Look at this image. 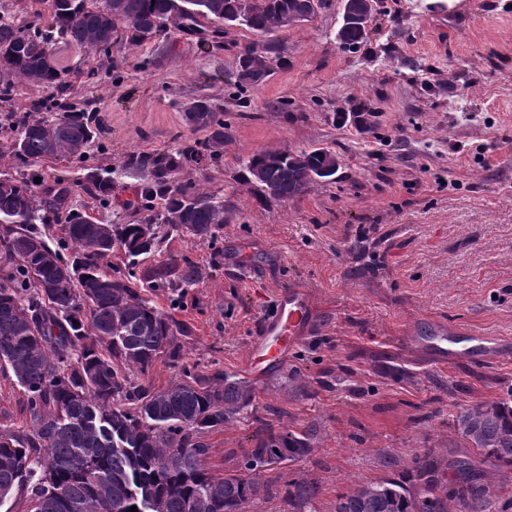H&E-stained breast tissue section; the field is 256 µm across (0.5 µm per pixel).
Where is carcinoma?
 Masks as SVG:
<instances>
[{
	"instance_id": "carcinoma-1",
	"label": "carcinoma",
	"mask_w": 512,
	"mask_h": 512,
	"mask_svg": "<svg viewBox=\"0 0 512 512\" xmlns=\"http://www.w3.org/2000/svg\"><path fill=\"white\" fill-rule=\"evenodd\" d=\"M230 0H51V19L22 27L0 16V98L15 83L54 91L37 104L45 115L10 110L0 116V160L20 173L0 180V369L10 368L24 390L27 428L0 429V507L14 491L27 493L33 512H248L257 500L280 496L290 512H316L320 485L278 474L308 456L317 426L254 437L234 470L215 475L206 459L207 434L236 419L254 399L252 385L222 373L180 365L181 340L190 327L150 304L134 275L112 273L107 258L120 246L131 257L154 254L173 233L215 239L224 224V200L174 184L172 174L200 152L131 153L124 167L147 175L141 199L161 210L144 224H103L74 208L73 184L57 179L39 187L23 168L46 159L84 163L101 132L86 109L63 103L68 70L48 66L64 44L85 55L111 53L115 39L136 45L170 28L197 32L224 26ZM310 19L312 0H250L241 25L265 33L286 15ZM202 126L211 129L212 157L224 145V118L208 100ZM61 114L56 116L54 111ZM336 165L324 149L260 151L244 161V182L261 170L286 202L305 194L320 171ZM112 182L91 177L88 194L105 200ZM63 225L70 251L52 243V225ZM192 265L156 269L152 288L185 294L197 280ZM181 367V379L155 389L142 380L157 361ZM461 447L474 454L414 456L397 478L371 481L336 496L335 512H489L508 489L483 465L512 466V399L464 405L456 415ZM266 473L250 475L256 457ZM454 499L448 505V472Z\"/></svg>"
}]
</instances>
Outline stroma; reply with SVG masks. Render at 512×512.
<instances>
[{
  "instance_id": "stroma-1",
  "label": "stroma",
  "mask_w": 512,
  "mask_h": 512,
  "mask_svg": "<svg viewBox=\"0 0 512 512\" xmlns=\"http://www.w3.org/2000/svg\"><path fill=\"white\" fill-rule=\"evenodd\" d=\"M341 14L327 0L312 21L263 36L227 27L205 45L173 29L114 44L107 58L63 51L67 97L91 105L102 133L87 162L34 166L45 183L76 182L78 210L141 224L154 210L127 155L203 147L208 130L183 112L196 99L223 114L220 156L174 176L223 198L217 239L184 232L135 265L114 249L108 265L140 278L170 262L197 268L184 297L145 296L190 326L183 366L254 387L251 407L208 435L207 463L234 467L260 427L316 423L314 450L292 472L318 481L317 512L414 456H447L461 405L512 396V0H375L355 47L337 35ZM249 46L269 71L253 86L236 81ZM361 107L372 117L359 130ZM315 148L339 169L300 197L267 201L238 180L254 152ZM92 172L111 178L108 202L84 191ZM288 288L308 294L313 318L287 363L253 375L250 343ZM438 326L499 349L448 365L406 344ZM25 402L0 372V428H22Z\"/></svg>"
}]
</instances>
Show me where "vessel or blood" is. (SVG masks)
<instances>
[{
    "mask_svg": "<svg viewBox=\"0 0 512 512\" xmlns=\"http://www.w3.org/2000/svg\"><path fill=\"white\" fill-rule=\"evenodd\" d=\"M311 316L312 305L304 293L295 288L282 291L272 314L263 320L259 335L250 345L252 370L260 375L284 364L289 351L300 341ZM458 342V337L443 331L428 340L419 337L412 340L418 347L431 344L438 349L441 358L448 360L459 356Z\"/></svg>",
    "mask_w": 512,
    "mask_h": 512,
    "instance_id": "vessel-or-blood-1",
    "label": "vessel or blood"
}]
</instances>
